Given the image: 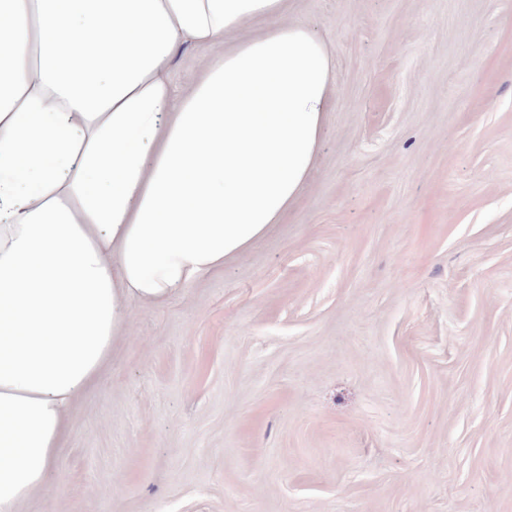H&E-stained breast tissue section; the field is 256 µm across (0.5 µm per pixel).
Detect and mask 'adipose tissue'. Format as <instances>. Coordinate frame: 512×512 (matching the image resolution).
Masks as SVG:
<instances>
[{
  "mask_svg": "<svg viewBox=\"0 0 512 512\" xmlns=\"http://www.w3.org/2000/svg\"><path fill=\"white\" fill-rule=\"evenodd\" d=\"M286 0H0V512L42 491L133 303L251 249L332 104ZM256 19L263 35L224 51ZM188 44L222 50L178 87Z\"/></svg>",
  "mask_w": 512,
  "mask_h": 512,
  "instance_id": "ef3b65f1",
  "label": "adipose tissue"
}]
</instances>
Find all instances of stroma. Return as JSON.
<instances>
[{
    "instance_id": "1",
    "label": "stroma",
    "mask_w": 512,
    "mask_h": 512,
    "mask_svg": "<svg viewBox=\"0 0 512 512\" xmlns=\"http://www.w3.org/2000/svg\"><path fill=\"white\" fill-rule=\"evenodd\" d=\"M331 58L278 224L134 303L19 512H512V0H288Z\"/></svg>"
}]
</instances>
